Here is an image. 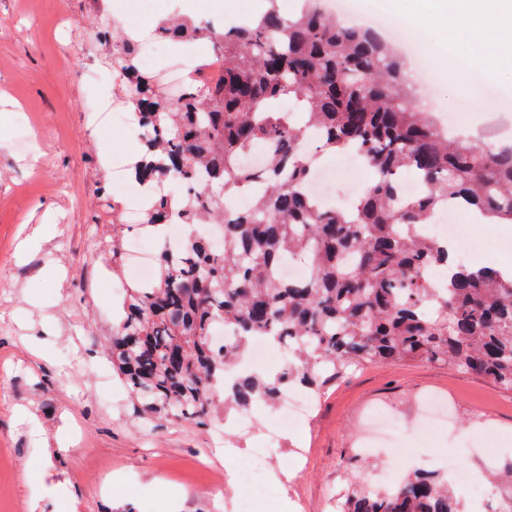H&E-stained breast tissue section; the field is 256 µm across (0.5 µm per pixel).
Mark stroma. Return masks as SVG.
Returning <instances> with one entry per match:
<instances>
[{
  "label": "stroma",
  "mask_w": 512,
  "mask_h": 512,
  "mask_svg": "<svg viewBox=\"0 0 512 512\" xmlns=\"http://www.w3.org/2000/svg\"><path fill=\"white\" fill-rule=\"evenodd\" d=\"M260 0H0V512H237V464L216 455L224 416L201 426L179 417L134 421L124 388L99 403L100 379L112 374L104 350L122 313L113 282L133 288L128 268L112 267V234L158 250L166 236L142 224L113 226V208L141 207L129 186H113L104 145L122 154L143 149L125 127L96 123L91 98L111 99L117 77L112 44L83 34L130 20L188 15L222 23L256 15ZM95 75L74 78L73 65ZM432 89L421 108H462L457 131L483 146L512 145V106L488 107L459 64H430ZM52 237L20 261L35 225ZM433 397L449 400L451 425L424 421ZM383 406L400 420V442L439 470L441 449L476 470L487 490L483 512H501L504 492L492 478L512 460V390L492 380L428 362L370 364L336 382L309 416L283 432L267 475L300 474L297 486L256 499L255 512H336L329 492L376 487L382 449L357 447L362 414ZM223 481L212 493V478Z\"/></svg>",
  "instance_id": "obj_1"
}]
</instances>
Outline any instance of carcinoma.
<instances>
[{
    "instance_id": "carcinoma-1",
    "label": "carcinoma",
    "mask_w": 512,
    "mask_h": 512,
    "mask_svg": "<svg viewBox=\"0 0 512 512\" xmlns=\"http://www.w3.org/2000/svg\"><path fill=\"white\" fill-rule=\"evenodd\" d=\"M317 3L305 0L294 17L273 6L223 33L188 19L158 22L157 37L209 41L224 58L175 103L140 68L138 38L98 31L112 35V68L132 115L154 131L135 165L150 189L143 223L185 227L162 250L158 279L128 294L109 344L140 419L204 425L220 402L272 406L292 387L318 397L364 363L439 362L512 390V277L459 262L450 270L448 252L421 233L451 201L512 224V148L491 153L452 135L421 109L393 47L371 30L338 25ZM285 98L298 112L269 109ZM310 130L320 132L314 154L299 146ZM257 144L263 168L244 167ZM335 147L373 171L347 210L306 191L318 154ZM403 174L427 189L401 197ZM171 179L187 191L157 194ZM231 189L249 191L250 205L225 208ZM199 224L221 225L224 247L202 237ZM300 256L310 278L277 276L281 262ZM433 266L448 271L447 285L429 281ZM217 323L233 335L221 347ZM257 336L286 353L284 366L270 378L242 370L220 398L229 364ZM339 512L463 510L448 476L416 471L392 488H353Z\"/></svg>"
}]
</instances>
